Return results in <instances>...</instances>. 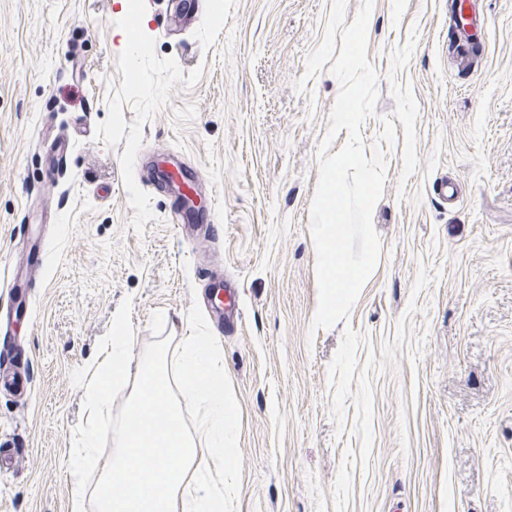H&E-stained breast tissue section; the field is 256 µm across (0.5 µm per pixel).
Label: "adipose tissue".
I'll return each mask as SVG.
<instances>
[{
    "instance_id": "1",
    "label": "adipose tissue",
    "mask_w": 512,
    "mask_h": 512,
    "mask_svg": "<svg viewBox=\"0 0 512 512\" xmlns=\"http://www.w3.org/2000/svg\"><path fill=\"white\" fill-rule=\"evenodd\" d=\"M132 361L133 345L127 324L123 319H115L111 336L105 338L102 344L94 373L83 383L90 420L78 449L70 456L68 474L75 491H82L83 474L97 455L98 425L110 413L111 389L128 378Z\"/></svg>"
}]
</instances>
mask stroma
<instances>
[{
	"label": "stroma",
	"instance_id": "obj_1",
	"mask_svg": "<svg viewBox=\"0 0 512 512\" xmlns=\"http://www.w3.org/2000/svg\"><path fill=\"white\" fill-rule=\"evenodd\" d=\"M130 5L0 0V270L45 253L0 293V512H72L81 378L113 318L134 358L165 338L176 358L219 266L240 291L236 330L212 329L241 408L236 512H512V0H466L471 71L448 0H373L380 254L329 328L310 214L348 140L330 68L362 0H194L184 29L174 0ZM146 153L180 154L218 237L183 233Z\"/></svg>",
	"mask_w": 512,
	"mask_h": 512
}]
</instances>
